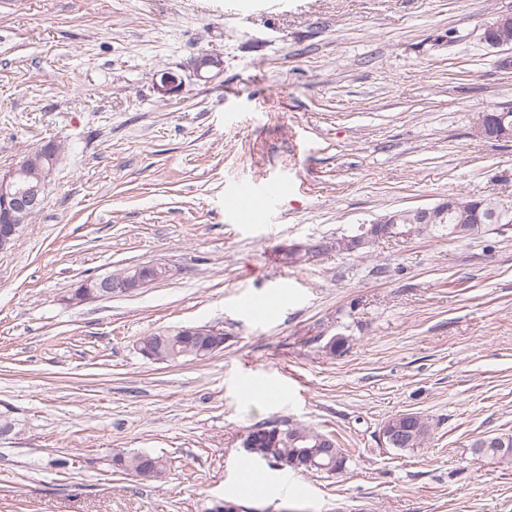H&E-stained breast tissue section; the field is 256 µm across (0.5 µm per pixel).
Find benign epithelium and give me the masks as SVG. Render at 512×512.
<instances>
[{
    "instance_id": "1",
    "label": "benign epithelium",
    "mask_w": 512,
    "mask_h": 512,
    "mask_svg": "<svg viewBox=\"0 0 512 512\" xmlns=\"http://www.w3.org/2000/svg\"><path fill=\"white\" fill-rule=\"evenodd\" d=\"M485 43L493 48H512V13H502L487 27L483 34ZM44 152L52 155L49 165H43L30 156L21 157L8 172L0 175V252L7 250L14 242L21 226L29 222L40 209L46 188L49 186L59 159L58 147L48 145ZM461 212V223L472 225V231L481 228V218L459 199L450 197L431 207H420L411 211H392L377 221L359 227L356 234L337 240L315 243L308 240L282 245L279 252L294 259L312 260L323 252H356L388 237L409 238L417 229L432 224H443L449 215ZM153 285V281L141 269L127 268L107 273L83 282V292L72 299L75 304L102 297L123 296L135 293ZM185 336H195L214 343V351L223 348L224 329L215 325H187L178 328ZM410 423V417L397 418L383 425L381 441L393 442L403 432L402 423ZM335 448L324 441L322 448H298L286 460L296 470H313L319 465L317 458L323 453L331 454Z\"/></svg>"
}]
</instances>
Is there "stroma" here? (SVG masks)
I'll return each instance as SVG.
<instances>
[{
    "label": "stroma",
    "instance_id": "stroma-1",
    "mask_svg": "<svg viewBox=\"0 0 512 512\" xmlns=\"http://www.w3.org/2000/svg\"><path fill=\"white\" fill-rule=\"evenodd\" d=\"M512 0H0V174L62 146L43 209L0 252V512H512V465L475 455L512 433V226L413 236L372 258L291 268L288 242L333 237L451 195L512 202V141L472 133L512 105V49L483 31ZM210 54L215 66L196 69ZM182 80L162 95L160 76ZM274 200L260 193L270 180ZM253 192L250 216L224 209ZM157 260L172 278L79 305L76 282ZM224 328L200 362L136 341ZM351 335L341 356L323 346ZM282 382L279 398L264 395ZM423 447L381 444L390 417ZM331 433L328 475L249 454L250 426ZM118 451L168 460L141 480ZM266 473L256 493L239 464ZM489 119L490 134H493L494 128L499 125L506 117V123L512 124V106H496L490 110L477 113L473 121V131L477 137L483 138L487 134V121L483 114ZM147 457L153 467L156 468V473L153 477L147 478V480H157L162 478L167 470V461L162 456L155 455L149 452H130L117 454L112 456V465L121 473L131 474L138 478H144L148 466L140 472H135L140 469L143 465L144 458ZM132 472V473H131Z\"/></svg>",
    "mask_w": 512,
    "mask_h": 512
}]
</instances>
